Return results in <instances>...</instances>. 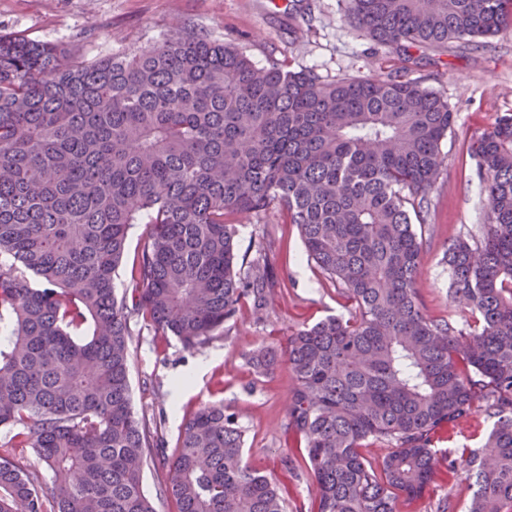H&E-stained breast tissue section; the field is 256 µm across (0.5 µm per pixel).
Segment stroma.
<instances>
[{"label":"stroma","instance_id":"obj_1","mask_svg":"<svg viewBox=\"0 0 512 512\" xmlns=\"http://www.w3.org/2000/svg\"><path fill=\"white\" fill-rule=\"evenodd\" d=\"M346 7L345 0H0V34L50 40L70 60L90 62L161 42L181 25L235 44L260 66L275 60L328 80L386 75L395 67V49L376 44L350 23ZM408 77L447 98L454 113L453 131L442 144L445 169L421 229L417 282L425 312L440 319L451 311L444 253L453 240L476 242L487 213L469 146L491 130L499 113L512 112V29L465 50L426 53ZM238 243L247 258L262 246L273 257L272 276L281 293L268 314L258 319L242 312L225 325L221 338L195 353L183 351L175 338L163 341L141 329L132 343L133 405L138 416L156 423L169 458L176 452L183 412L223 403L246 429L248 463L285 481V498L295 512L311 503L313 487L304 471L290 472L284 465L291 454L285 430L293 375L283 363L272 374L256 377L246 357L327 316H349L351 308L338 285L308 260L297 226L286 223L277 209L240 224ZM156 387L162 399H155ZM492 424L484 409H476L444 433L436 447L443 452L479 447ZM471 494L461 472L404 512H437L443 503L448 512H465Z\"/></svg>","mask_w":512,"mask_h":512}]
</instances>
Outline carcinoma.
Wrapping results in <instances>:
<instances>
[{
	"mask_svg": "<svg viewBox=\"0 0 512 512\" xmlns=\"http://www.w3.org/2000/svg\"><path fill=\"white\" fill-rule=\"evenodd\" d=\"M348 18L396 50L383 78L325 80L186 28L134 53L66 62L58 46L0 35V512H286L280 484L244 460L222 403L185 415L172 459L134 411L136 317L193 352L275 289L269 258L239 262L237 225L275 207L349 317L284 342L294 388L288 445L314 512H401L440 468L436 436L483 404L495 422L461 449L467 512H512V113L469 147L485 177L482 237L448 244V298L418 301L430 193L452 132L448 99L406 78L421 52L512 28V0H348ZM145 225L131 302L114 286ZM259 376L274 346L248 355ZM390 448L381 463L361 452ZM49 473L44 478L42 471ZM165 470L160 466L151 465L145 469L143 486L148 497H150L155 503L158 512H176L174 504L171 501H165L164 503L158 504L156 501V489L164 478Z\"/></svg>",
	"mask_w": 512,
	"mask_h": 512,
	"instance_id": "carcinoma-1",
	"label": "carcinoma"
}]
</instances>
